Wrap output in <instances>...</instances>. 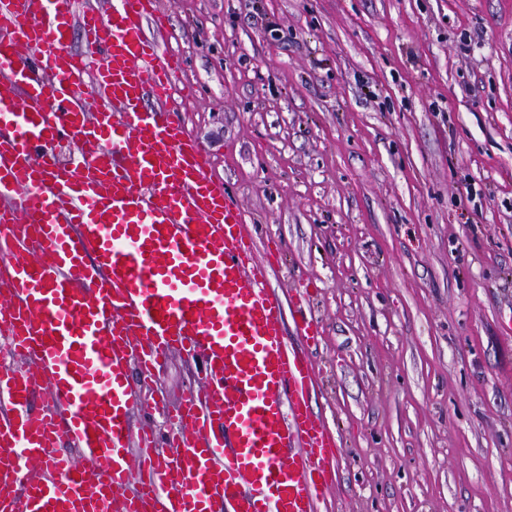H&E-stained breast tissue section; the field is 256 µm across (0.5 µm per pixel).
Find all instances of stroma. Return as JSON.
<instances>
[{
    "label": "stroma",
    "mask_w": 512,
    "mask_h": 512,
    "mask_svg": "<svg viewBox=\"0 0 512 512\" xmlns=\"http://www.w3.org/2000/svg\"><path fill=\"white\" fill-rule=\"evenodd\" d=\"M159 2L271 286L312 291L319 512H512V0Z\"/></svg>",
    "instance_id": "obj_1"
}]
</instances>
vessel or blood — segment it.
Wrapping results in <instances>:
<instances>
[{
	"mask_svg": "<svg viewBox=\"0 0 512 512\" xmlns=\"http://www.w3.org/2000/svg\"><path fill=\"white\" fill-rule=\"evenodd\" d=\"M108 3L0 0V512H317L341 440L311 406L310 291L296 346L269 284L278 250L257 257L170 117L168 15ZM174 353L201 385L173 410L151 388Z\"/></svg>",
	"mask_w": 512,
	"mask_h": 512,
	"instance_id": "b4317fda",
	"label": "vessel or blood"
}]
</instances>
